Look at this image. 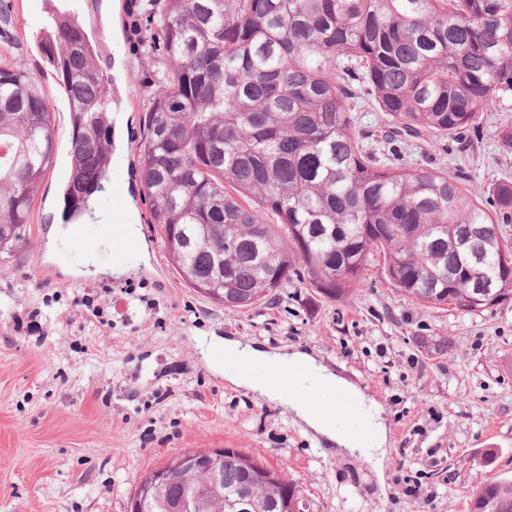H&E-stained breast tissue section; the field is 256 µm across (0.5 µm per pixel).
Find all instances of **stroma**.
<instances>
[{
    "label": "stroma",
    "mask_w": 512,
    "mask_h": 512,
    "mask_svg": "<svg viewBox=\"0 0 512 512\" xmlns=\"http://www.w3.org/2000/svg\"><path fill=\"white\" fill-rule=\"evenodd\" d=\"M16 66L50 87L57 146L24 244L0 256V512H130L143 474L189 448H238L286 467L306 512H469L473 491L512 477V301L478 314L416 305L373 263L351 297L323 298L299 283L270 304L227 308L183 282L140 199L143 119L163 57L146 58L131 0H0ZM58 11L75 13L112 79V191L94 212L139 243L127 268L112 241L77 251L58 231L70 163L65 93L40 47ZM512 110L485 112L465 147L406 138L402 162L463 173L489 193L512 181L497 133ZM112 306L90 322L87 300ZM451 337L455 347L434 352ZM269 353L299 350L355 384L384 411L381 465L340 450L278 403L212 363L225 341ZM419 487V498L408 490Z\"/></svg>",
    "instance_id": "stroma-1"
}]
</instances>
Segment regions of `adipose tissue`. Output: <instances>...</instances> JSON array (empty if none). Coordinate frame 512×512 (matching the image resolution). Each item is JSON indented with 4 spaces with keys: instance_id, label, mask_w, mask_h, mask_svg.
I'll return each instance as SVG.
<instances>
[{
    "instance_id": "1",
    "label": "adipose tissue",
    "mask_w": 512,
    "mask_h": 512,
    "mask_svg": "<svg viewBox=\"0 0 512 512\" xmlns=\"http://www.w3.org/2000/svg\"><path fill=\"white\" fill-rule=\"evenodd\" d=\"M251 357L255 362L288 372L293 377L292 388L285 391L267 390V397L288 405L309 428L335 442L336 446L348 450L355 448L377 450L385 444L386 429L379 406L368 400L355 385L333 373L324 375V382L330 383L333 388L349 395L361 410L366 411L370 417V427L364 436L359 437L337 431L334 425L322 419L311 401L312 388L308 384V374L313 359L308 353L296 351L287 356H277L255 349L252 350Z\"/></svg>"
}]
</instances>
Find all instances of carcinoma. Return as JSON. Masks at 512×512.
Returning <instances> with one entry per match:
<instances>
[{
  "instance_id": "obj_1",
  "label": "carcinoma",
  "mask_w": 512,
  "mask_h": 512,
  "mask_svg": "<svg viewBox=\"0 0 512 512\" xmlns=\"http://www.w3.org/2000/svg\"><path fill=\"white\" fill-rule=\"evenodd\" d=\"M142 45L167 61L138 154L142 198L168 258L193 289L226 307H256L299 281L341 301L382 259L385 281L420 306L473 307L491 281L512 300V182L489 201L461 174L367 151L355 128L368 99L399 127L463 135L512 95V0H144ZM43 53L71 117L65 192L71 219L102 188L111 154L109 77L71 12L53 17ZM48 89L0 62V255L26 239L28 214L55 154ZM219 491L191 469L182 492L203 512H303L286 473L236 449ZM469 512H512V479L478 488Z\"/></svg>"
}]
</instances>
